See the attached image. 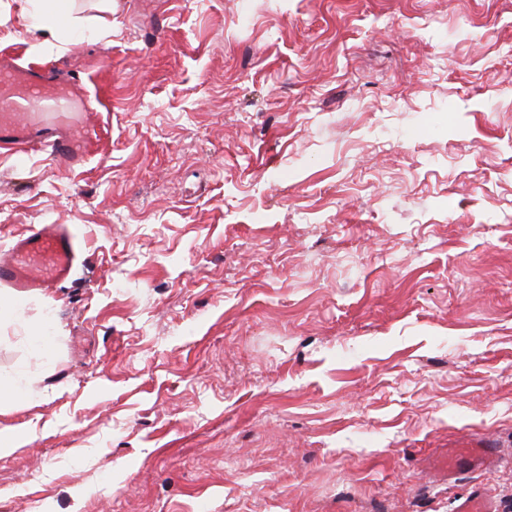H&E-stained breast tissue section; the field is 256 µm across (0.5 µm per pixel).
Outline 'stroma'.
Instances as JSON below:
<instances>
[{"label": "stroma", "mask_w": 512, "mask_h": 512, "mask_svg": "<svg viewBox=\"0 0 512 512\" xmlns=\"http://www.w3.org/2000/svg\"><path fill=\"white\" fill-rule=\"evenodd\" d=\"M0 0V49H42ZM169 21L157 45L156 17ZM108 157L0 154V247L86 239L73 286L0 290V512L512 507V0H115ZM51 321L50 356L28 338ZM499 448L504 446L479 430H468L448 441V478L510 464ZM495 499L485 489L474 484L470 491L456 500L454 512H499Z\"/></svg>", "instance_id": "35a3bbf8"}]
</instances>
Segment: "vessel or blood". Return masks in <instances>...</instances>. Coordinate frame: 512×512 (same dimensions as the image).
Segmentation results:
<instances>
[{"label":"vessel or blood","instance_id":"b4317fda","mask_svg":"<svg viewBox=\"0 0 512 512\" xmlns=\"http://www.w3.org/2000/svg\"><path fill=\"white\" fill-rule=\"evenodd\" d=\"M93 76L60 70L24 53H0V150L18 165L44 154L71 167L103 161L112 134V51H101ZM84 253L74 224H34L0 251V287L16 295H53L72 284ZM500 443L468 430L448 443V476L504 464ZM454 512H499L480 485L457 499Z\"/></svg>","mask_w":512,"mask_h":512}]
</instances>
